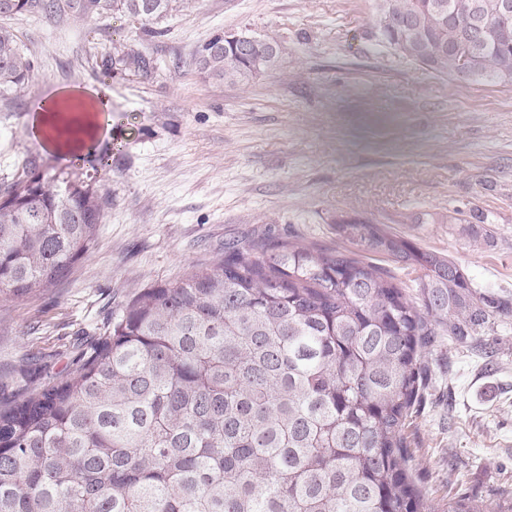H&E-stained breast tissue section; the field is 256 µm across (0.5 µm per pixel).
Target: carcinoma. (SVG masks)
<instances>
[{
	"label": "carcinoma",
	"mask_w": 512,
	"mask_h": 512,
	"mask_svg": "<svg viewBox=\"0 0 512 512\" xmlns=\"http://www.w3.org/2000/svg\"><path fill=\"white\" fill-rule=\"evenodd\" d=\"M178 0H0V15H110L153 25ZM503 0H378L377 29L399 56L450 80L475 20L473 79L512 86V11ZM216 35L199 63L236 83L276 67ZM112 66L146 70L140 53ZM110 66V67H112ZM105 67V70H110ZM32 62L0 27V94ZM77 117L45 126L77 135ZM104 217L99 186L37 163L0 191V294L54 285L89 253ZM340 251L288 239L224 244V257L141 290L81 349L73 368L0 405V512H435L408 468L404 430L437 336L489 335L512 312L446 256L369 219L336 216ZM418 273L412 298L368 254ZM448 512H512L457 495Z\"/></svg>",
	"instance_id": "cac0c4a2"
}]
</instances>
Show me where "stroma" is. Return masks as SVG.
Listing matches in <instances>:
<instances>
[{
  "instance_id": "stroma-1",
  "label": "stroma",
  "mask_w": 512,
  "mask_h": 512,
  "mask_svg": "<svg viewBox=\"0 0 512 512\" xmlns=\"http://www.w3.org/2000/svg\"><path fill=\"white\" fill-rule=\"evenodd\" d=\"M33 64L0 96V185L32 159L102 183L106 222L55 286L0 296V401L62 378L77 346L142 288L183 278L225 242L271 235L348 248L358 214L460 264L478 290L512 300V87L454 82L382 44L376 0H193L146 35L131 19L20 14L6 20ZM275 37L276 69L210 78L213 36ZM148 70L104 76L115 51ZM110 109L76 141L30 133L33 97ZM414 478L436 512L465 494L512 491V316L483 344L438 337L406 430Z\"/></svg>"
}]
</instances>
